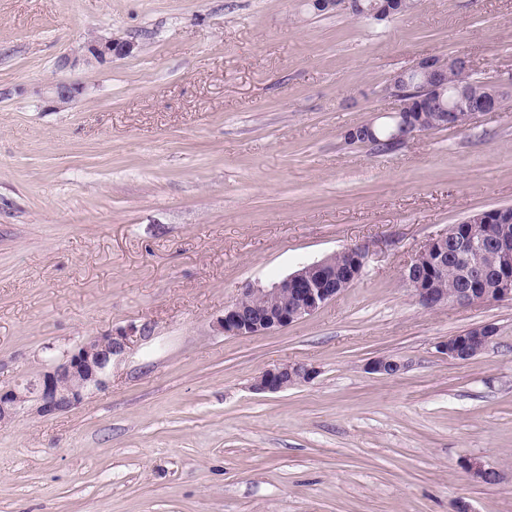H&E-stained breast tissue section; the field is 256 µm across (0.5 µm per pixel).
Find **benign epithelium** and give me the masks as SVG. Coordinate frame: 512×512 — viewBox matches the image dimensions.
Here are the masks:
<instances>
[{
    "label": "benign epithelium",
    "mask_w": 512,
    "mask_h": 512,
    "mask_svg": "<svg viewBox=\"0 0 512 512\" xmlns=\"http://www.w3.org/2000/svg\"><path fill=\"white\" fill-rule=\"evenodd\" d=\"M324 13L350 14L361 11L359 0H313ZM135 43L117 36H95L86 42L82 54L64 57L59 69L74 70L82 64H103L114 58L132 54ZM472 69L462 55L431 56L420 59L410 68L395 73L383 88L385 96L398 102L400 138L404 141L420 133L417 113L409 111L410 77L421 78L430 92V100L442 98L443 76L448 65ZM84 86L60 80L48 86L45 99L55 105L73 101L83 93ZM462 113L458 121L468 126L482 112L500 111L498 98L490 97L478 104L469 100L468 92L458 90ZM348 140L369 142L374 137L372 125L362 124L345 132ZM464 256V270L479 274L476 288H463L448 297V292L435 286V280L448 268V253ZM365 250L360 245L347 248V264L336 267V254L303 266L275 286L249 288L224 307L218 321L222 333L231 336H254L286 327L313 314L336 299V274L344 279H358L364 267ZM403 280L422 306L471 304L477 302L512 301V220L501 210H488L470 216L463 225H452L448 233L429 240L414 260L403 270ZM498 330L493 324L472 327L460 335L437 343L440 354L452 360L475 352L486 351L496 340ZM127 337L106 331L89 336L74 346L54 355L31 379L7 388H0V424L21 415L41 417L64 413L84 399L107 388L112 378L113 361L125 350ZM408 362L400 358L377 357L367 363L373 374L396 376L404 372ZM315 367L304 362L285 363L267 368L255 377L252 389L257 393H278L312 381ZM468 475L480 482H496L497 471L478 459L463 462Z\"/></svg>",
    "instance_id": "obj_1"
}]
</instances>
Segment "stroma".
Masks as SVG:
<instances>
[{"label":"stroma","instance_id":"1","mask_svg":"<svg viewBox=\"0 0 512 512\" xmlns=\"http://www.w3.org/2000/svg\"><path fill=\"white\" fill-rule=\"evenodd\" d=\"M134 52L72 77L93 36ZM512 70V0H416L376 22L307 0H0V387L52 348L129 344L106 390L0 425V512H512V301L426 308L432 238L512 206V105L390 152V77L432 55ZM360 280L287 327L222 333L246 288L344 248ZM493 323L483 354L436 345ZM392 356L394 377L366 363ZM301 361L310 383L252 390ZM495 469L473 481L464 460ZM84 87L80 83L60 80L48 86L44 98L57 107L67 104L83 93ZM408 362L400 358L377 357L367 363L366 369L373 374L396 376L404 372Z\"/></svg>","mask_w":512,"mask_h":512}]
</instances>
